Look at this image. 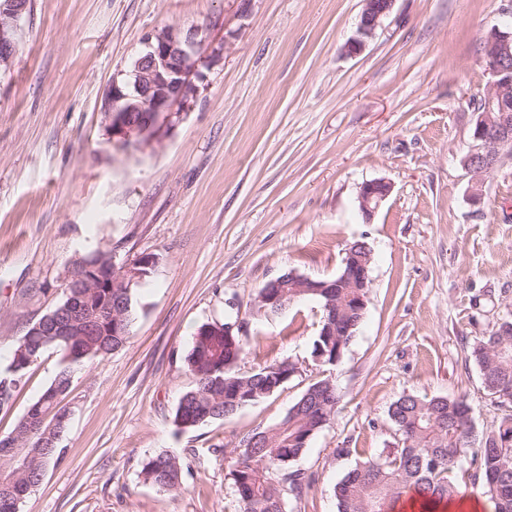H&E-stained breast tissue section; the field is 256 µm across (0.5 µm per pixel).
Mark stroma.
<instances>
[{"mask_svg":"<svg viewBox=\"0 0 512 512\" xmlns=\"http://www.w3.org/2000/svg\"><path fill=\"white\" fill-rule=\"evenodd\" d=\"M512 0H396L361 53L347 55L362 0H32L17 55L0 70V368L14 340L63 298L69 262L96 248L153 255L134 290L125 347L77 371L69 424L20 512H240L229 479L239 440L278 423L310 384L335 381L329 424L292 469L311 475L286 512H337L356 462L396 447L388 416L404 394L463 397L476 433L504 413L470 355L512 309V151L482 181L464 165L489 77L481 42ZM205 28L224 44L163 146L113 151L100 110L141 37ZM392 191L371 220L363 182ZM481 188L482 204L471 200ZM372 252L364 320L336 365L312 355L322 310L252 316L267 283L335 278L344 249ZM239 314L250 373L296 367L273 394L180 431L193 386L184 357L198 328ZM60 354L32 367L0 436L49 386ZM163 451L182 487L145 484Z\"/></svg>","mask_w":512,"mask_h":512,"instance_id":"obj_1","label":"stroma"}]
</instances>
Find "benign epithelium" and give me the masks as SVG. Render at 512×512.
<instances>
[{
    "label": "benign epithelium",
    "mask_w": 512,
    "mask_h": 512,
    "mask_svg": "<svg viewBox=\"0 0 512 512\" xmlns=\"http://www.w3.org/2000/svg\"><path fill=\"white\" fill-rule=\"evenodd\" d=\"M357 35L343 46L347 55H357L375 36L382 21L390 14L395 0H363ZM30 0H6L0 4V68L8 67L16 52L18 21L29 12ZM499 24L493 26L482 43V57L490 75L489 87L477 102L472 142L464 162L477 177L492 171L501 156L512 150V18L511 10L500 12ZM142 49L131 70L112 76L101 103L109 129L112 149L126 153L144 151L161 145L179 123L177 107L199 93L202 69H211L223 59V46H214L202 35V29L162 28L141 38ZM391 183L382 179L362 183L356 202L362 218L371 220L381 203L390 195ZM342 269L336 278L338 288L369 287L372 253L362 256L353 245L344 249ZM146 260L122 263L119 278L135 282ZM278 288H329L308 277L295 281L281 278Z\"/></svg>",
    "instance_id": "benign-epithelium-1"
}]
</instances>
